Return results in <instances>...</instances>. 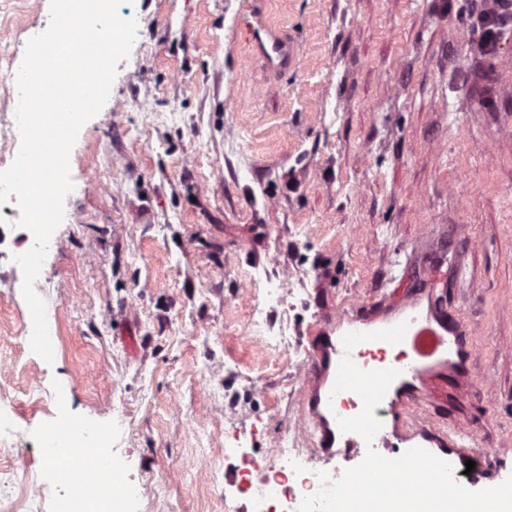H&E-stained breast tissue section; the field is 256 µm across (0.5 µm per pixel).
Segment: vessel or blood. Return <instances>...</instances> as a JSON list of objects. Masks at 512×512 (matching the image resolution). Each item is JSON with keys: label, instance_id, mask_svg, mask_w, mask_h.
<instances>
[{"label": "vessel or blood", "instance_id": "obj_1", "mask_svg": "<svg viewBox=\"0 0 512 512\" xmlns=\"http://www.w3.org/2000/svg\"><path fill=\"white\" fill-rule=\"evenodd\" d=\"M268 40L270 50L265 58L271 66L284 65L296 57L297 49L291 41L279 36ZM439 292V279L429 278L420 288L392 303L380 319L362 320L359 329L368 333L406 324L400 343L371 339L358 343L348 352L341 337H314L302 361L313 461L347 469L359 464L367 449L394 458L413 448L415 439L419 438L433 443L434 455L452 465L475 461L469 489L492 487L512 476V467L490 471L477 464L479 451L470 429L453 427L448 432H439L426 426L419 412L420 400L433 394L439 375L448 374L460 385L472 376L471 334L439 304ZM346 355L363 370L394 368L399 372L374 410L382 428L369 444L358 434L341 433L338 425L339 419L356 416L362 408L356 393L332 391L338 365Z\"/></svg>", "mask_w": 512, "mask_h": 512}]
</instances>
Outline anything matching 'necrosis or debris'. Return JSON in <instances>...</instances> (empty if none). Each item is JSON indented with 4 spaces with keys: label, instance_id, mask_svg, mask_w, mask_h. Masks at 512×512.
I'll return each instance as SVG.
<instances>
[{
    "label": "necrosis or debris",
    "instance_id": "necrosis-or-debris-1",
    "mask_svg": "<svg viewBox=\"0 0 512 512\" xmlns=\"http://www.w3.org/2000/svg\"><path fill=\"white\" fill-rule=\"evenodd\" d=\"M262 290L252 299V333L273 335L279 345L288 343V327L280 325L270 332L264 311L284 303L289 294L282 280L263 273L257 277ZM58 456L68 461L87 463L109 450L110 440L101 434L89 438L81 424H58L49 439ZM239 461V483L235 497L247 500L250 512H298L304 497L319 491L322 482L301 449L277 445L266 453L263 468H256L254 451L240 445L235 449ZM100 478L68 486L66 491L51 494L49 484L18 475L14 469H0V512H134L141 491L126 485L105 493Z\"/></svg>",
    "mask_w": 512,
    "mask_h": 512
}]
</instances>
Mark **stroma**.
Here are the masks:
<instances>
[{"mask_svg": "<svg viewBox=\"0 0 512 512\" xmlns=\"http://www.w3.org/2000/svg\"><path fill=\"white\" fill-rule=\"evenodd\" d=\"M478 0H129L136 39L71 150L65 218L41 270L53 363L22 327L0 225V393L17 457L48 473L56 401L110 434L104 467L139 512H224L225 433L306 448L295 372L318 311L367 317L440 268L439 301L472 334L473 377L423 399L435 428L471 429L512 464V29L470 48ZM49 0H0V54L22 60ZM265 23L298 47L274 68ZM493 71V82L483 78ZM290 274L291 346L253 341L249 288ZM232 408H225V397Z\"/></svg>", "mask_w": 512, "mask_h": 512, "instance_id": "obj_1", "label": "stroma"}]
</instances>
